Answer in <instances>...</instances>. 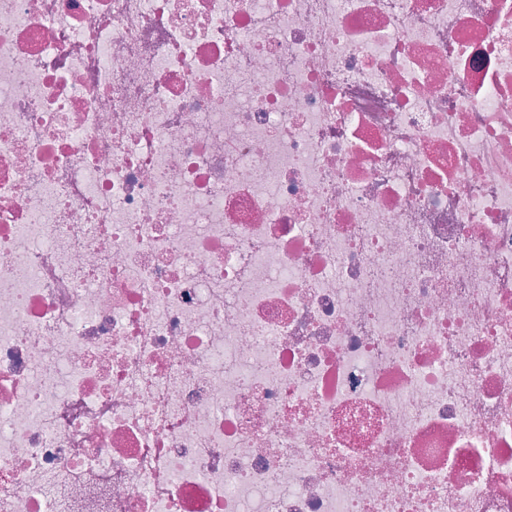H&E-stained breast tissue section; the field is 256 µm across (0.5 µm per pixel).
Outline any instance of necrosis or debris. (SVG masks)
Masks as SVG:
<instances>
[{"label": "necrosis or debris", "mask_w": 512, "mask_h": 512, "mask_svg": "<svg viewBox=\"0 0 512 512\" xmlns=\"http://www.w3.org/2000/svg\"><path fill=\"white\" fill-rule=\"evenodd\" d=\"M0 512H512V0H0Z\"/></svg>", "instance_id": "necrosis-or-debris-1"}]
</instances>
